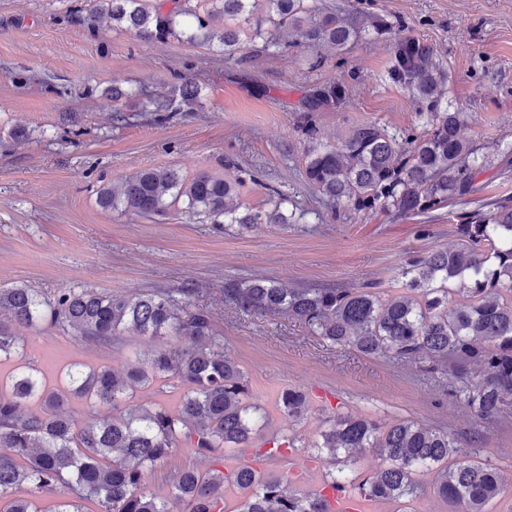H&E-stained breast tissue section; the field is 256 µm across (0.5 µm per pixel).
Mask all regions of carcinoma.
<instances>
[{
  "mask_svg": "<svg viewBox=\"0 0 512 512\" xmlns=\"http://www.w3.org/2000/svg\"><path fill=\"white\" fill-rule=\"evenodd\" d=\"M168 12L147 0H98L112 24L156 42L214 38L227 57L247 58L241 35L284 48L326 45L343 51L361 34L390 35L388 79L416 98L423 131L410 126L391 133L377 122L354 127L337 145H323L306 160L304 181L335 208L381 210L424 216L477 193V174L488 158L461 135L465 112L442 106L446 76L433 47L404 34L401 20L388 21L363 9L351 14L319 12L306 0H174ZM182 103L192 107L200 92L186 80ZM348 89L328 79L305 102L307 116L324 107L342 108ZM241 176L206 172L187 180L175 170L142 169L120 191H98L105 210L141 217L163 216L181 207L189 221L203 215L219 224L252 228L288 224L280 210L265 212L229 205ZM453 249L421 253L401 267L404 292L384 300L371 283L354 288L290 290L269 279L224 283V297L237 308L285 312L328 342L369 358L416 364L427 373L450 372L448 391L479 420L495 422L512 413V202L488 200L459 215ZM0 312L19 327L59 328L98 344L134 332L170 337L121 370L74 362L66 390L51 389L36 370L11 376L0 391V512H40L35 494L56 487L67 499L54 512H328L322 491H286V477L250 465H226L239 448H251L267 417L253 402L241 366L224 354L211 313L189 311L172 293L103 294L62 288L48 297L36 288L0 287ZM17 337L0 323V362L22 359ZM156 381L181 391L174 407L133 404L137 388ZM109 406L112 415L90 416L80 427L65 412L69 398ZM307 394L288 389L279 407L296 422L308 411ZM186 448L202 467L169 475L170 498L144 488L145 472ZM370 452L381 467L365 475L359 455ZM311 453L333 465L322 484L359 490L367 500L411 512L423 482L461 512H486L504 492L505 478L493 465L460 460L465 451L448 431L404 419L381 425L338 413ZM26 489L28 497L16 493Z\"/></svg>",
  "mask_w": 512,
  "mask_h": 512,
  "instance_id": "1",
  "label": "carcinoma"
}]
</instances>
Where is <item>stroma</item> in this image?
Here are the masks:
<instances>
[{"mask_svg": "<svg viewBox=\"0 0 512 512\" xmlns=\"http://www.w3.org/2000/svg\"><path fill=\"white\" fill-rule=\"evenodd\" d=\"M388 20L432 44L449 75L445 100L474 113L463 136L494 155L512 142V0H368ZM321 57V69L306 67ZM389 43L361 37L342 52L326 46L273 51L255 41L247 60L223 46L145 41L113 27L90 0H0V287L26 284L55 294L88 288L127 295L185 289L207 309L224 352L245 371L267 431L319 439L327 417L352 412L380 424L410 418L448 430L464 450L512 474V416L474 419L448 395L453 375L366 358L314 336L284 315L244 311L224 299L228 280L266 277L286 288H347L375 281L400 292L401 264L450 247L449 212L420 218L332 208L303 179L308 154L376 122L399 131L417 123L418 102L387 78ZM349 82V103L315 112L316 137L301 129L303 103L330 77ZM201 88L189 112H147L152 97L177 96L182 78ZM128 90L113 100V87ZM185 177L249 172L237 203L265 212L277 198L288 224L246 231L180 213L144 218L96 202L143 168ZM24 363L47 379L74 361L122 369L160 340L128 334L97 345L57 328L16 331ZM300 389L310 403L293 423L277 404Z\"/></svg>", "mask_w": 512, "mask_h": 512, "instance_id": "obj_1", "label": "stroma"}]
</instances>
